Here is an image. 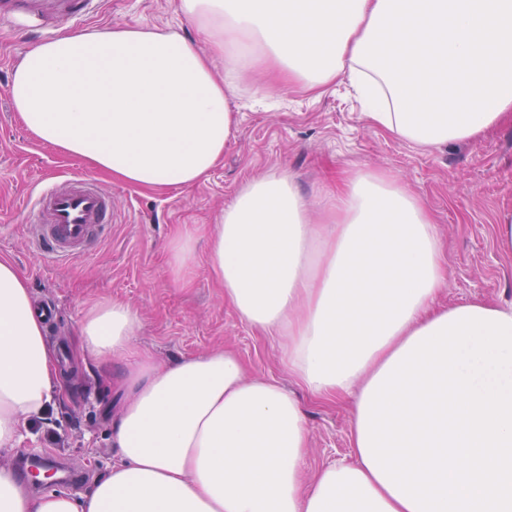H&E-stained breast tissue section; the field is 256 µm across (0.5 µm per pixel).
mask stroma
<instances>
[{
	"label": "stroma",
	"instance_id": "35a3bbf8",
	"mask_svg": "<svg viewBox=\"0 0 512 512\" xmlns=\"http://www.w3.org/2000/svg\"><path fill=\"white\" fill-rule=\"evenodd\" d=\"M140 25L204 41L185 21L178 0H105L101 13L76 29ZM33 39L0 21V259L11 260L25 275L35 304L57 308L46 336L57 354L65 396L50 420L36 425L33 441L0 455V466L17 467L34 454L62 460L82 476L64 484V491L81 494L115 460L111 421L121 396L112 390V369L76 359L83 314L105 299L126 302L138 313L135 342L159 365L212 349L230 350L248 377L278 381L296 395L310 437L306 477L350 459V401H323L298 386L278 338L238 316L207 263V229L259 175L285 171L295 176L318 221L339 173L393 172L433 217L447 266L438 304L479 300L512 307V256L501 253L495 242L499 212L512 210V127L425 151L372 127L343 77L315 97L258 73L244 76L231 99L238 114L232 141L207 179L188 188L144 189L101 177L115 198L110 234L86 254L59 264L45 262L30 247L22 201L42 180L84 175L88 169L33 137L12 108L10 77ZM187 226L199 230L196 259L191 274L176 280L168 272L170 242Z\"/></svg>",
	"mask_w": 512,
	"mask_h": 512
}]
</instances>
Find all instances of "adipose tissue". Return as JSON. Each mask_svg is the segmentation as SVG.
<instances>
[{
	"label": "adipose tissue",
	"mask_w": 512,
	"mask_h": 512,
	"mask_svg": "<svg viewBox=\"0 0 512 512\" xmlns=\"http://www.w3.org/2000/svg\"><path fill=\"white\" fill-rule=\"evenodd\" d=\"M197 45L150 26L31 45L9 97L38 140L141 188L190 187L224 157L244 73L321 95L336 79L364 115L430 149L512 123V0H179ZM224 75L216 77V60ZM208 265L242 320L280 337L298 385L353 398L350 461L304 471L297 400L222 350L159 366L112 300L79 326L81 358L125 399L116 460L88 493L35 495L0 467V512H512V308L436 302L441 248L394 175L347 172L322 223L288 174L248 182ZM62 395L26 280L0 259V453L32 439Z\"/></svg>",
	"instance_id": "adipose-tissue-1"
}]
</instances>
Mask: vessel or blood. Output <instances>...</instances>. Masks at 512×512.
I'll use <instances>...</instances> for the list:
<instances>
[{
    "label": "vessel or blood",
    "mask_w": 512,
    "mask_h": 512,
    "mask_svg": "<svg viewBox=\"0 0 512 512\" xmlns=\"http://www.w3.org/2000/svg\"><path fill=\"white\" fill-rule=\"evenodd\" d=\"M73 18L98 13L100 0H15L0 18L36 31L47 10ZM112 192L89 177H65L35 192L26 221L31 244L42 257L65 261L91 249L112 226Z\"/></svg>",
    "instance_id": "1"
}]
</instances>
